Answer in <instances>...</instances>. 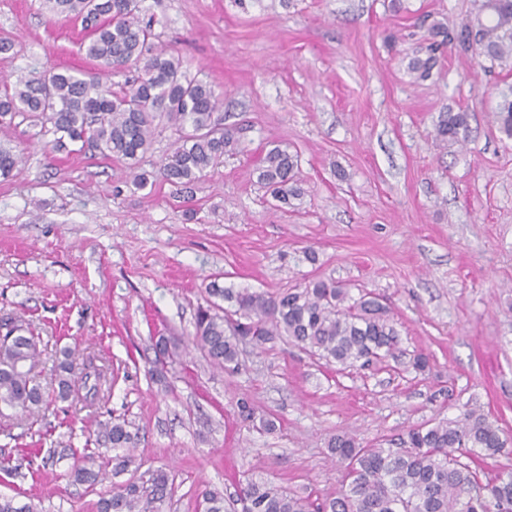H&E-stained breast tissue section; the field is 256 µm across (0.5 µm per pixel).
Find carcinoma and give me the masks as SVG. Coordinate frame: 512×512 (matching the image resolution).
<instances>
[{
  "label": "carcinoma",
  "mask_w": 512,
  "mask_h": 512,
  "mask_svg": "<svg viewBox=\"0 0 512 512\" xmlns=\"http://www.w3.org/2000/svg\"><path fill=\"white\" fill-rule=\"evenodd\" d=\"M50 12L81 22L92 39L83 47L95 61L99 76L50 69L31 80L18 76L3 80L0 91V132L26 114L34 124L52 126L57 135L52 149L70 144L90 146L106 156L129 162L133 181L144 187L149 174L137 171L147 151L156 122L175 127L179 138L161 165L162 177L189 188L211 166L236 150L234 132L217 117L221 95L206 81L189 79L180 58L151 43L150 25L140 20V0H42ZM490 19L461 30L458 41L476 46L490 62L512 59V0H484ZM436 57H414L408 70L427 77ZM121 68L134 70L127 88L117 92L102 81ZM469 115L443 112L435 124L436 140L458 143L465 137ZM498 130L512 139V99L503 98L495 112ZM23 154L0 145V177L13 176ZM297 156L279 146L270 149L256 169L257 180L274 200L290 206L304 195L296 179ZM212 300L195 316L193 343L215 365L224 368L238 361L239 344L250 339L263 346L285 338L328 363L344 368L364 367L395 356L399 334L378 298L365 293L354 299L348 289L331 279H315L298 289L275 294L234 290L214 281L207 288ZM224 305H219L218 301ZM39 356L34 337L13 322L0 337V407L31 414L46 402L30 372ZM103 368L89 354L75 369L70 353L57 366V388L51 399L66 401L82 394L85 403L100 397ZM100 438L112 450L116 468L135 463L132 451L139 427L125 418L100 425ZM507 443L498 420L479 406L463 417L408 431L399 448H363L348 434L329 440L332 457L344 464L336 496L315 502L286 488L272 485L261 474L245 481L238 500L244 512H512V470L489 474L460 461L494 456ZM94 456L69 473L72 481L94 486L106 479L94 467ZM171 493L168 475L158 470L148 483L129 480L98 502V512H164ZM203 512H228L224 494L201 492ZM0 512H35L30 503L0 495Z\"/></svg>",
  "instance_id": "cac0c4a2"
}]
</instances>
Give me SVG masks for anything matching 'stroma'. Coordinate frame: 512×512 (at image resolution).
I'll return each instance as SVG.
<instances>
[{
	"label": "stroma",
	"instance_id": "stroma-1",
	"mask_svg": "<svg viewBox=\"0 0 512 512\" xmlns=\"http://www.w3.org/2000/svg\"><path fill=\"white\" fill-rule=\"evenodd\" d=\"M482 0H142L153 41L188 78L222 92L219 111L240 140L191 191L158 177L178 133L159 123L133 182L126 161L52 151L50 132L15 118L9 145L26 161L0 178V325L34 336L31 371L54 386L62 349L94 353L112 382L94 405L55 402L31 416L0 412V494L37 512H97L111 486L165 471L167 512H199L209 488L236 498L261 472L324 498L342 466L328 440L398 447L415 427L480 405L512 438V140L493 121L512 91V60L479 67L458 45L429 77L428 28L472 24ZM80 22L41 0H0V77L58 68L93 71ZM469 115L463 144H440L441 112ZM280 146L298 156L301 201L279 207L255 168ZM352 297L380 295L400 338L398 359L339 369L287 340L241 346L237 370L186 351L206 288L276 293L314 278ZM179 346L158 359L155 340ZM429 367L416 372L414 355ZM139 425L135 462L116 472L100 423ZM276 429L263 433V419ZM98 455L108 479L72 483Z\"/></svg>",
	"mask_w": 512,
	"mask_h": 512
}]
</instances>
